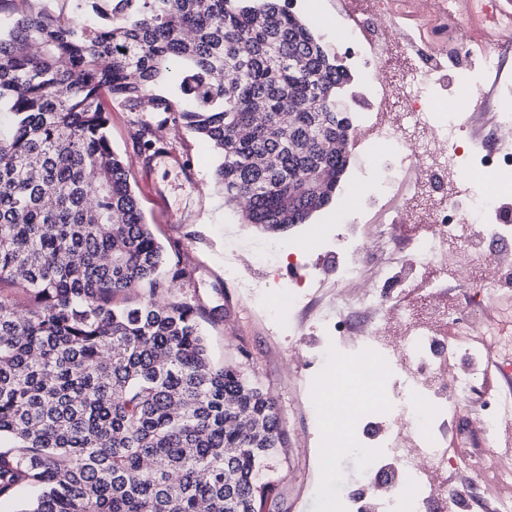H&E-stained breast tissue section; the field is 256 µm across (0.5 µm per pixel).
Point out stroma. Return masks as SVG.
Masks as SVG:
<instances>
[{
    "instance_id": "35a3bbf8",
    "label": "stroma",
    "mask_w": 512,
    "mask_h": 512,
    "mask_svg": "<svg viewBox=\"0 0 512 512\" xmlns=\"http://www.w3.org/2000/svg\"><path fill=\"white\" fill-rule=\"evenodd\" d=\"M290 8L325 52L349 70L351 80L344 95L352 122L360 123L368 108L364 74L345 55L358 18L342 14L336 0H290ZM109 118L112 147L124 160L147 224L167 252L181 256L187 271L181 293L205 311L201 324L214 363L241 365L277 404L288 436L287 463L270 512H324L319 456L326 442L322 415L313 399L326 371V355L344 361L355 341L349 337L338 343L323 336L320 321L335 313L339 294L357 292L355 284L337 283L336 247L331 240L336 236V216L348 206L347 189L362 190L363 176L374 168V158L349 147L350 163L332 202L308 223L269 235L245 224L240 208L226 203L214 182V153L195 136L182 130L171 140L176 156L192 159L194 168L188 174L174 158L144 160L133 137L135 114L115 105ZM282 242L309 248L305 264L267 268L253 263L257 250ZM228 264L236 266V276L225 274ZM300 277L310 286L297 309L270 318L269 308L284 299L279 282ZM361 457L356 451L337 459L333 512H351L346 496L364 484Z\"/></svg>"
}]
</instances>
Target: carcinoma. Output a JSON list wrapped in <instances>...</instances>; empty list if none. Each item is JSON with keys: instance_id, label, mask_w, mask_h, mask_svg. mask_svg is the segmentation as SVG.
<instances>
[{"instance_id": "obj_1", "label": "carcinoma", "mask_w": 512, "mask_h": 512, "mask_svg": "<svg viewBox=\"0 0 512 512\" xmlns=\"http://www.w3.org/2000/svg\"><path fill=\"white\" fill-rule=\"evenodd\" d=\"M0 21V499L22 512H262L275 402L215 366L112 150L102 96L217 153L268 232L329 204L349 74L281 0H71ZM296 123L288 126V109ZM134 138L157 144L147 122ZM325 173L323 194L297 185ZM133 293L117 305V294ZM153 465L146 466V461Z\"/></svg>"}]
</instances>
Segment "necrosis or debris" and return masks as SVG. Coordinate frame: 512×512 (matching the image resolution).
I'll return each mask as SVG.
<instances>
[{
	"label": "necrosis or debris",
	"instance_id": "obj_1",
	"mask_svg": "<svg viewBox=\"0 0 512 512\" xmlns=\"http://www.w3.org/2000/svg\"><path fill=\"white\" fill-rule=\"evenodd\" d=\"M499 11V0H484L478 9L469 0H365L363 14L374 36L355 31L349 37L372 96L357 143L391 158L397 169L413 170L416 179L393 223L337 233L346 243L336 265L339 281L360 282L368 245L393 242L396 225L412 223L422 212L429 226L412 243L403 271L382 270L357 298H338L335 319L322 324L323 335L358 339L346 367L357 380L350 399L358 401L366 390L373 398L364 403V422L339 418L336 433L347 445L381 448L379 458L365 463L376 512H426L430 497H448L440 473L494 465L495 437L512 411V393L496 395L493 411L470 409L485 360L512 352L498 306L500 291L512 285V221L495 218L501 200L512 196V152L468 146L480 126L497 139L512 136V99L501 96L489 109L445 95L448 80L478 83L502 75V46L512 29L491 22ZM409 24L453 43L463 58L472 45L482 46L479 67L463 61L449 69L438 51L409 38ZM445 275L470 286L481 317L462 319L460 310L441 301ZM419 283L425 287L423 309L392 301V293ZM448 414L481 439L480 456L442 439L438 424Z\"/></svg>",
	"mask_w": 512,
	"mask_h": 512
}]
</instances>
